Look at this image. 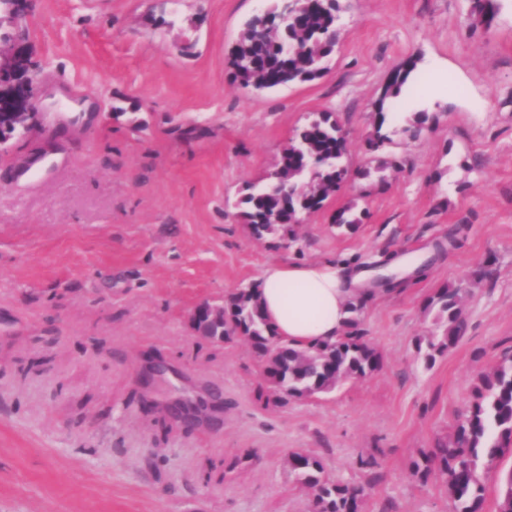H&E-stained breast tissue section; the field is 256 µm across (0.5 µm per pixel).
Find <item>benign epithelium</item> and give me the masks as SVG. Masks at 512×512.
<instances>
[{
	"label": "benign epithelium",
	"instance_id": "obj_1",
	"mask_svg": "<svg viewBox=\"0 0 512 512\" xmlns=\"http://www.w3.org/2000/svg\"><path fill=\"white\" fill-rule=\"evenodd\" d=\"M280 2L276 22L286 25L295 20L298 2ZM25 15L23 0H0V155L9 151L11 139L27 135L40 117L34 92L37 78L32 73L30 48L14 32L3 30V22L16 27ZM210 314L222 317L224 307L208 303L196 306L190 314L191 326H196ZM211 399L217 400L219 396L209 390L191 393L182 390L165 405L175 419L191 426L199 421Z\"/></svg>",
	"mask_w": 512,
	"mask_h": 512
}]
</instances>
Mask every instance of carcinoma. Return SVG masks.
<instances>
[{
    "label": "carcinoma",
    "mask_w": 512,
    "mask_h": 512,
    "mask_svg": "<svg viewBox=\"0 0 512 512\" xmlns=\"http://www.w3.org/2000/svg\"><path fill=\"white\" fill-rule=\"evenodd\" d=\"M497 0H473L472 13L489 28L497 15ZM338 0H301L296 22L272 28L260 17L247 24L229 60L233 79L241 86L273 89L311 82L325 71V61L338 43L335 14ZM417 63L403 62L392 73L376 104L375 135L368 141L372 154L391 142L382 132L386 102L399 97L413 79ZM348 150L341 127L331 112H319L295 129L279 162L288 196L281 199L268 189H249L240 199L242 215L258 240L292 231L297 217L315 211L333 195L349 174ZM438 309L446 318L443 336L426 340L428 361L454 345L464 328L459 289L445 287L431 297L426 309ZM361 303H353L343 335L336 341L294 347L277 335L265 318L257 286L239 289L224 302V320L205 325L204 335L231 342L241 336L265 361L264 377L274 390L293 398H309L334 389L340 382L361 380L376 372L382 357L366 337L355 331ZM512 457V356L492 372L480 375L464 421L444 441L414 464L422 481L437 473L453 503V512H484L483 471ZM288 467L298 483L311 491V512H361L366 488L342 485L332 479L322 461L294 452ZM498 512H512V469L505 476Z\"/></svg>",
    "instance_id": "obj_1"
}]
</instances>
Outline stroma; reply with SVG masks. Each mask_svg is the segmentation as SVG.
Returning <instances> with one entry per match:
<instances>
[{
  "label": "stroma",
  "instance_id": "35a3bbf8",
  "mask_svg": "<svg viewBox=\"0 0 512 512\" xmlns=\"http://www.w3.org/2000/svg\"><path fill=\"white\" fill-rule=\"evenodd\" d=\"M274 3L31 0L48 132L0 158V512H309L295 451L366 486L363 512H452L413 464L512 353V0L489 28L470 0H340L324 75L257 92L229 55ZM410 58L421 81L385 124L381 175L349 178L293 236L253 238L239 200L295 129L333 113L363 167L375 103ZM420 112L423 134L403 139ZM352 201L361 224L337 226ZM390 258L400 285L367 299L358 325L382 365L327 395L278 400L245 339L188 323L280 260ZM445 286L461 290L464 330L429 364L417 341L442 335L425 304ZM152 352L173 371L155 398L210 384L218 424L166 432L142 410Z\"/></svg>",
  "mask_w": 512,
  "mask_h": 512
}]
</instances>
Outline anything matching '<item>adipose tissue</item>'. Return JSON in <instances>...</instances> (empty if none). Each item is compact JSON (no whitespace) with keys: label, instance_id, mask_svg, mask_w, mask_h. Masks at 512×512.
<instances>
[{"label":"adipose tissue","instance_id":"ef3b65f1","mask_svg":"<svg viewBox=\"0 0 512 512\" xmlns=\"http://www.w3.org/2000/svg\"><path fill=\"white\" fill-rule=\"evenodd\" d=\"M364 277L358 270L324 260L269 264L258 280L266 318L278 335L295 345L336 340L349 318L350 301Z\"/></svg>","mask_w":512,"mask_h":512}]
</instances>
